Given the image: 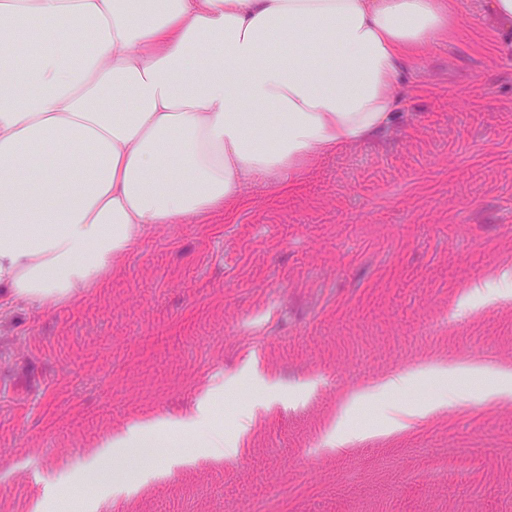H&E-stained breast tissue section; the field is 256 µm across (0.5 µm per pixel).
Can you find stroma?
Segmentation results:
<instances>
[{
  "label": "stroma",
  "mask_w": 512,
  "mask_h": 512,
  "mask_svg": "<svg viewBox=\"0 0 512 512\" xmlns=\"http://www.w3.org/2000/svg\"><path fill=\"white\" fill-rule=\"evenodd\" d=\"M397 82L375 139L230 210L146 234L71 304L0 310V512H512V405L471 401L394 436L325 439L346 396L428 361L512 363V300H459L512 266V32L486 0ZM288 386L243 450L112 497L69 471L93 441L176 414L245 364Z\"/></svg>",
  "instance_id": "1"
}]
</instances>
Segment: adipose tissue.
<instances>
[{
	"instance_id": "ef3b65f1",
	"label": "adipose tissue",
	"mask_w": 512,
	"mask_h": 512,
	"mask_svg": "<svg viewBox=\"0 0 512 512\" xmlns=\"http://www.w3.org/2000/svg\"><path fill=\"white\" fill-rule=\"evenodd\" d=\"M455 0H0V302L50 311L100 286L156 226L233 207L319 160L385 132L397 79L457 25ZM210 57L192 64L200 45ZM512 299V268L464 298L471 310ZM512 402V366L427 362L354 392L327 431L343 450L367 403L377 433L464 408ZM427 381L448 389L420 401ZM240 377L199 391L193 409L107 432L75 470L113 496L136 491L123 462L173 436L195 460L237 455L213 410Z\"/></svg>"
}]
</instances>
